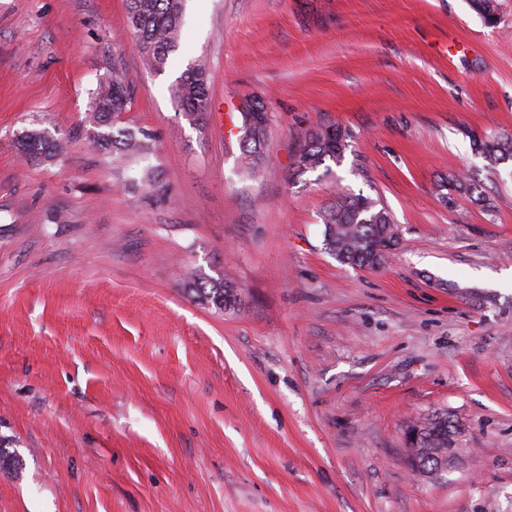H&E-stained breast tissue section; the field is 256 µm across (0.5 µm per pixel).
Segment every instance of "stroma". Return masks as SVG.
<instances>
[{
    "label": "stroma",
    "instance_id": "obj_1",
    "mask_svg": "<svg viewBox=\"0 0 512 512\" xmlns=\"http://www.w3.org/2000/svg\"><path fill=\"white\" fill-rule=\"evenodd\" d=\"M186 0L163 73L126 0H0V512H512V0ZM203 62V124L171 86ZM120 66L123 124L155 138L167 198L132 192L83 122ZM270 113L241 179L232 111ZM347 128L341 163L300 176L308 129ZM32 128L64 152L22 153ZM467 173L484 211L439 183ZM380 199L381 269L323 249V208ZM222 275L240 306L187 291ZM448 411L458 463L427 480L406 432ZM475 149L489 161L491 168L496 169L500 163L512 160V142L505 143L497 137L486 136L485 138L473 139Z\"/></svg>",
    "mask_w": 512,
    "mask_h": 512
}]
</instances>
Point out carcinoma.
I'll return each mask as SVG.
<instances>
[{
	"label": "carcinoma",
	"mask_w": 512,
	"mask_h": 512,
	"mask_svg": "<svg viewBox=\"0 0 512 512\" xmlns=\"http://www.w3.org/2000/svg\"><path fill=\"white\" fill-rule=\"evenodd\" d=\"M471 8L488 25L498 23V14L490 8V0H469ZM128 15L136 32L137 48L145 69L161 72L170 54L179 43L184 19V0H127ZM172 96L179 110L198 124L212 110L205 66L193 63L182 72L172 87ZM130 97L125 76L119 69L112 70V77L102 81L89 100L85 123L95 131L93 144L112 155V161L149 160L153 150V137L145 130L127 129L115 135L112 132L123 112L127 111ZM238 138L241 145L239 169L245 177L260 172L264 163L269 125L253 124L252 113H240ZM308 132L293 156L292 170L298 175L313 172L331 160L340 162L349 147L352 133L334 128ZM61 137L48 131L33 128L22 138V150L27 155H38L46 161L57 157L62 150ZM475 149L489 161L491 168L512 160V142L505 143L496 137L473 139ZM138 183L143 190L157 198L168 193L166 185L154 175V168L145 164ZM452 187L468 195L477 204L489 206L479 185L466 174L452 180ZM324 224L323 248L338 262L361 270L382 268L400 244V237L393 225L389 210L380 200L363 194L340 196L321 214ZM189 291L200 304L219 313L234 310L239 304L238 290L222 278H206L197 274L188 282ZM420 443L425 448H446L448 437L459 434L458 426L447 412L433 414L420 422Z\"/></svg>",
	"instance_id": "cac0c4a2"
}]
</instances>
